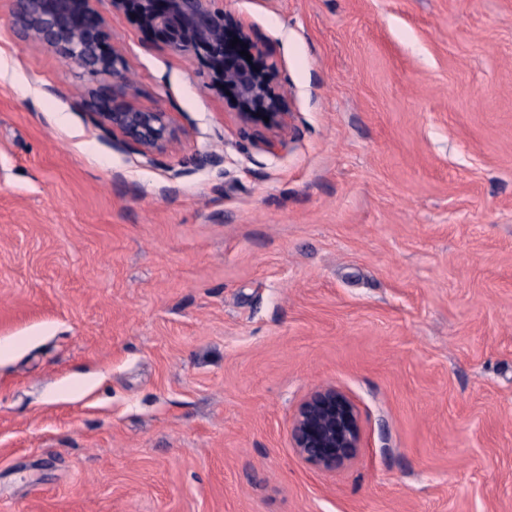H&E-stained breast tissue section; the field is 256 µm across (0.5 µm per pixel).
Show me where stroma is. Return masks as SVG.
Returning <instances> with one entry per match:
<instances>
[{
	"label": "stroma",
	"instance_id": "1",
	"mask_svg": "<svg viewBox=\"0 0 512 512\" xmlns=\"http://www.w3.org/2000/svg\"><path fill=\"white\" fill-rule=\"evenodd\" d=\"M217 6L279 69L277 152L95 0L182 132L121 149L0 0V512H512V0ZM326 385L334 472L289 436ZM290 437L298 456L309 464L324 471L343 468L362 448L356 405L336 387L320 388L299 405Z\"/></svg>",
	"mask_w": 512,
	"mask_h": 512
}]
</instances>
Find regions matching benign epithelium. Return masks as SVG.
<instances>
[{"mask_svg": "<svg viewBox=\"0 0 512 512\" xmlns=\"http://www.w3.org/2000/svg\"><path fill=\"white\" fill-rule=\"evenodd\" d=\"M94 0H10L14 33L62 53L93 77H103L82 106L95 122L121 136V144L152 158L180 139L167 113L148 110L123 80L125 61L107 47L108 33ZM216 0H112L113 9L130 16L167 51L191 57L205 67L212 83L230 90L243 134L256 147L274 151L287 143L294 112L278 91L279 70L254 40L250 28ZM238 40L232 45V40ZM250 45L251 60L238 45ZM292 447L303 460L334 471L355 460L362 448L354 402L333 386L311 393L292 420Z\"/></svg>", "mask_w": 512, "mask_h": 512, "instance_id": "1", "label": "benign epithelium"}]
</instances>
